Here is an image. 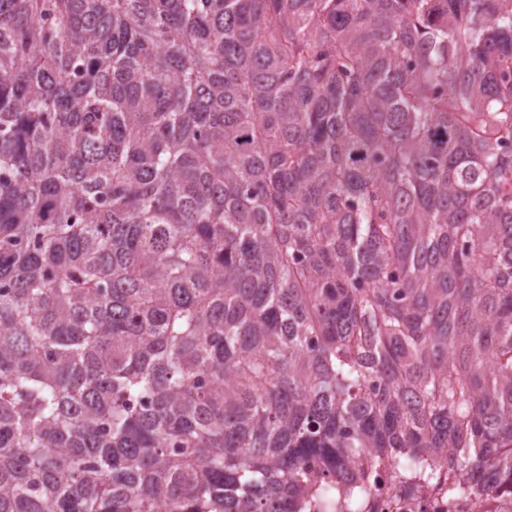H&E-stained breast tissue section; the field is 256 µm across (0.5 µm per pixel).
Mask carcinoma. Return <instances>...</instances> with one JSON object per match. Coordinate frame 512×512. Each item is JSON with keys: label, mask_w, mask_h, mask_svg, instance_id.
Segmentation results:
<instances>
[{"label": "carcinoma", "mask_w": 512, "mask_h": 512, "mask_svg": "<svg viewBox=\"0 0 512 512\" xmlns=\"http://www.w3.org/2000/svg\"><path fill=\"white\" fill-rule=\"evenodd\" d=\"M512 478V0H0V512H372Z\"/></svg>", "instance_id": "obj_1"}]
</instances>
